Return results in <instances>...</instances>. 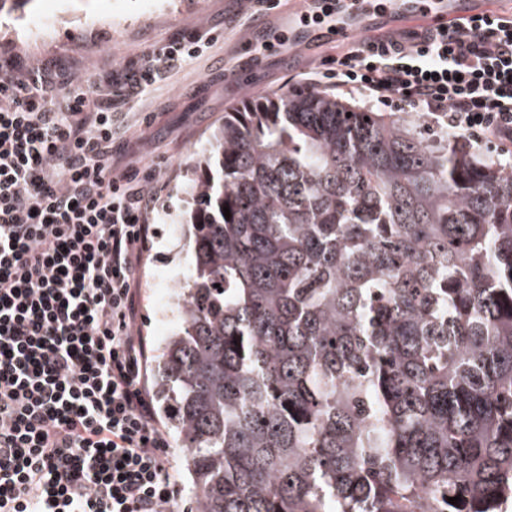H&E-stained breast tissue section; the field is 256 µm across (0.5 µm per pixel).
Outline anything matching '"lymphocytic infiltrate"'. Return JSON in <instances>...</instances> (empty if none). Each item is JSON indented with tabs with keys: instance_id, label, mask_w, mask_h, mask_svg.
I'll return each mask as SVG.
<instances>
[{
	"instance_id": "obj_1",
	"label": "lymphocytic infiltrate",
	"mask_w": 512,
	"mask_h": 512,
	"mask_svg": "<svg viewBox=\"0 0 512 512\" xmlns=\"http://www.w3.org/2000/svg\"><path fill=\"white\" fill-rule=\"evenodd\" d=\"M203 47H153L104 90L92 75L57 82L0 63V512H173L135 328L157 172L115 166L114 107ZM308 87L418 111L512 157V20L353 40Z\"/></svg>"
}]
</instances>
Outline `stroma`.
<instances>
[{
  "label": "stroma",
  "mask_w": 512,
  "mask_h": 512,
  "mask_svg": "<svg viewBox=\"0 0 512 512\" xmlns=\"http://www.w3.org/2000/svg\"><path fill=\"white\" fill-rule=\"evenodd\" d=\"M292 19L289 0L256 15L247 0H33L24 16L0 17V53L11 51L20 68L47 63L50 72L77 79L108 75L131 62L140 66L152 45L193 36L212 45L171 69L124 109L113 155L147 169L159 167L163 191L150 219L137 296L136 323L146 343L174 331L170 309L158 302L155 281L191 273L173 254L188 238L185 191L190 163L209 130L242 100L306 85V71L342 52L341 41L308 37L300 50L282 52L279 38ZM271 43L260 67L245 64L256 46Z\"/></svg>",
  "instance_id": "1"
}]
</instances>
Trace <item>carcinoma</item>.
<instances>
[{"label": "carcinoma", "instance_id": "carcinoma-1", "mask_svg": "<svg viewBox=\"0 0 512 512\" xmlns=\"http://www.w3.org/2000/svg\"><path fill=\"white\" fill-rule=\"evenodd\" d=\"M192 165L153 385L191 512H501L512 166L302 89L224 113Z\"/></svg>", "mask_w": 512, "mask_h": 512}]
</instances>
